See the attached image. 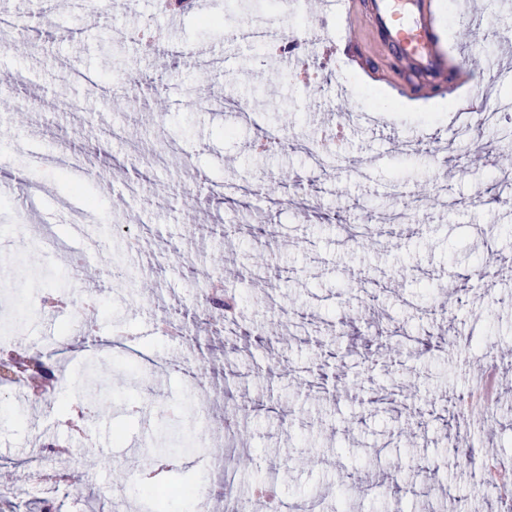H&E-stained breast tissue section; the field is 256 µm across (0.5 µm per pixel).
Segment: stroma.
<instances>
[{
  "instance_id": "35a3bbf8",
  "label": "stroma",
  "mask_w": 512,
  "mask_h": 512,
  "mask_svg": "<svg viewBox=\"0 0 512 512\" xmlns=\"http://www.w3.org/2000/svg\"><path fill=\"white\" fill-rule=\"evenodd\" d=\"M437 2L449 53L476 67L451 94L424 96L403 86L361 0H288L284 12L272 0H208L227 21L213 31L191 13L169 26L159 0L131 11L100 0L92 29L52 0L25 6L29 46L0 47L15 77L4 93L20 105L0 109V324L47 361L75 358L47 398L0 395V470L49 471L63 449L84 489L129 512H142L141 478L161 463L196 476L204 512H225L229 497L265 512L253 480L272 470L276 496L298 512H341L343 481L356 512H448L452 497L495 512L473 497L476 466L460 464L448 418L477 357L443 335L501 345L496 430L480 440L512 457V206L502 204L512 167L499 155L512 111L461 130L466 114L512 102V0ZM250 16L291 34L336 23L314 47L318 78L235 41ZM147 17L148 44L133 36ZM348 34L350 57L330 54ZM334 121L343 149L314 156L310 143ZM263 129L288 133L289 148L258 150ZM414 196L429 200L423 221L395 222ZM74 208L92 218L75 242L80 281L65 251L49 250L50 238L70 239L51 215ZM480 264L498 269L494 287L446 289ZM212 273L240 303L241 335L207 315ZM50 293L66 306L41 307ZM289 310L304 323L279 326ZM167 319L184 336L162 331ZM135 348L167 369L123 373ZM188 362L220 390L215 414L249 415L224 435L219 466L182 449L203 447L212 428L175 370ZM62 404L87 408L80 433L58 424Z\"/></svg>"
}]
</instances>
